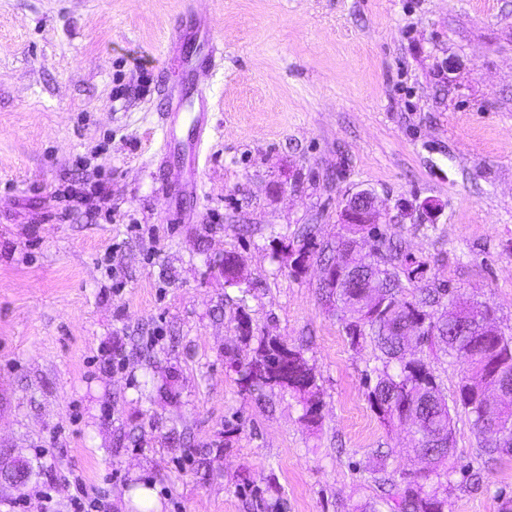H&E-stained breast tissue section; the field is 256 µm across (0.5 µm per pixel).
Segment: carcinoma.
I'll return each mask as SVG.
<instances>
[{"label": "carcinoma", "mask_w": 512, "mask_h": 512, "mask_svg": "<svg viewBox=\"0 0 512 512\" xmlns=\"http://www.w3.org/2000/svg\"><path fill=\"white\" fill-rule=\"evenodd\" d=\"M344 229L337 248L357 275L334 288L325 284V300L336 307L352 347L368 340L379 351L376 359L381 365L373 369L374 383L368 386L371 408L391 426L416 420L413 452L433 464L425 474L404 473L398 481L379 451L373 481L390 512H445L451 489L446 464L453 453L448 445L452 416L434 370L412 353L413 346L434 344L465 365L455 403L473 417L481 451L494 460L512 457V396L498 402L487 416L481 394L496 381L512 383V334L479 330L490 310L479 303L458 304L448 282L419 283L425 263L406 252L401 241L387 236L381 225L346 224ZM359 236L374 241L376 256L355 248ZM246 378L271 388L288 387L304 405L305 418L313 421L318 416L316 376L301 350L273 338L261 341ZM487 418L509 432V439L486 434Z\"/></svg>", "instance_id": "carcinoma-1"}]
</instances>
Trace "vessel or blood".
I'll return each mask as SVG.
<instances>
[{
  "label": "vessel or blood",
  "mask_w": 512,
  "mask_h": 512,
  "mask_svg": "<svg viewBox=\"0 0 512 512\" xmlns=\"http://www.w3.org/2000/svg\"><path fill=\"white\" fill-rule=\"evenodd\" d=\"M209 23L194 10H185L169 36L170 45H177L187 37L205 32ZM224 51L215 40H208L201 54L193 60L179 61L177 75L168 81L163 99L158 107L160 116L161 142L155 153L158 167H165L172 152L188 153L190 162L187 168L170 173L169 180L182 199L181 204L173 205L168 220L182 224L193 223L191 210L184 205L185 200L198 197L201 190L199 176L200 160L211 136L209 112L211 103L204 85L223 59ZM190 106L193 112L190 122H183L179 111Z\"/></svg>",
  "instance_id": "1"
}]
</instances>
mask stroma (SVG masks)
Returning <instances> with one entry per match:
<instances>
[{"mask_svg": "<svg viewBox=\"0 0 512 512\" xmlns=\"http://www.w3.org/2000/svg\"><path fill=\"white\" fill-rule=\"evenodd\" d=\"M188 5L224 66L195 221L169 224L154 87ZM77 182L110 210L69 200ZM364 189L426 278L512 330V0H0V453L39 467L0 483V512H69L78 478L107 512H355L376 449L424 469L368 403L375 352L324 301L323 261L294 265ZM264 338L303 351L317 421L243 384ZM452 415L446 512H503L512 457L482 468ZM201 448L221 451L206 471Z\"/></svg>", "mask_w": 512, "mask_h": 512, "instance_id": "stroma-1", "label": "stroma"}]
</instances>
